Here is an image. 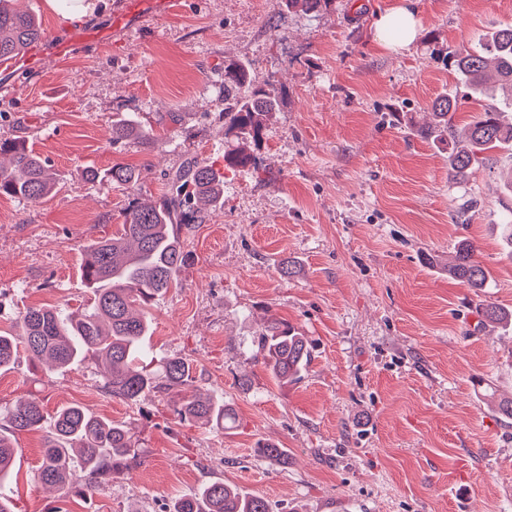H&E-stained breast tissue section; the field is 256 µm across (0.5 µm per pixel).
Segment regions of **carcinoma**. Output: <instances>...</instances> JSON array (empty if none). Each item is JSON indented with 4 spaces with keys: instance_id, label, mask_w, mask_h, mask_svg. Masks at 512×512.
<instances>
[{
    "instance_id": "cac0c4a2",
    "label": "carcinoma",
    "mask_w": 512,
    "mask_h": 512,
    "mask_svg": "<svg viewBox=\"0 0 512 512\" xmlns=\"http://www.w3.org/2000/svg\"><path fill=\"white\" fill-rule=\"evenodd\" d=\"M329 0H277L288 10L315 11ZM45 35L28 10L0 0V61L22 54ZM454 87L432 104L433 121L421 134L448 141V176L457 180L470 173L482 154L512 148V120L491 103L471 116L457 146L452 124L460 101L492 97L490 85L512 93V24L497 27L477 42L447 58ZM280 95L274 82L258 79L246 63L224 61V163L227 168L256 164L269 115L279 111ZM138 126L130 118L112 125V141L132 135ZM0 195L39 202L52 193L56 177L49 165L21 142H0ZM107 176L118 186L137 179L134 168L116 163ZM224 177L203 158L193 156L169 176L159 199L134 201L125 212L121 229L110 237L89 242L81 251V272L91 297L81 314L65 309L27 307L18 312L17 331L0 334V369L24 350L34 364L65 369L91 355L104 365L102 389L128 403L142 401L151 392L172 391L195 382L192 367L183 357H165L162 373L139 366L144 336L149 331L145 313L138 308L163 295L177 282L187 263L179 229L205 220V207L223 206ZM448 274L470 288L490 287L489 271L475 259V246L466 241L455 249ZM255 357L279 381H297L311 362V347L294 326L273 321L254 339ZM175 418L213 429L224 428L229 410L212 396L179 399ZM9 434L0 433V512H13L4 480L13 462L10 435L44 428L41 401L32 393L18 398L7 410ZM138 457L137 442L123 423L105 420L80 405L57 410L44 438L38 480L65 493L85 496L130 469ZM169 512H270L258 495H245L222 481L172 501Z\"/></svg>"
}]
</instances>
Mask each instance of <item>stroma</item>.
Listing matches in <instances>:
<instances>
[{
  "instance_id": "stroma-1",
  "label": "stroma",
  "mask_w": 512,
  "mask_h": 512,
  "mask_svg": "<svg viewBox=\"0 0 512 512\" xmlns=\"http://www.w3.org/2000/svg\"><path fill=\"white\" fill-rule=\"evenodd\" d=\"M114 2L65 22L26 0L46 30L38 58L25 70L0 62V142L25 143L61 176L37 203L0 195V331L29 306L85 304L82 246L115 233L129 201L158 199L185 157L208 159L224 173V206L180 229L187 263L148 308L147 345L187 358L198 389L222 396L237 423H181L170 394L131 405L105 393L93 361L57 372L19 355L0 371V414L28 393L50 417L78 404L132 427L139 456L92 496L66 495L36 477L42 432L14 434L17 512H163L216 479L272 512H512V420L488 399L512 397V330L481 315L488 303L512 310V248L498 230L512 210L499 178L512 153L488 152L455 181L447 146L420 133L454 83L447 56L512 23V0H415L421 29L397 53L373 27L392 0L314 12L173 0L157 20L119 28ZM75 32L85 44L57 55ZM228 58L280 91L256 169L224 167ZM124 115L144 137L113 142ZM116 163L137 170L132 187L105 177ZM464 239L491 287L443 270ZM273 320L312 346L299 382L278 384L254 357ZM263 443L287 449V463L262 458Z\"/></svg>"
}]
</instances>
